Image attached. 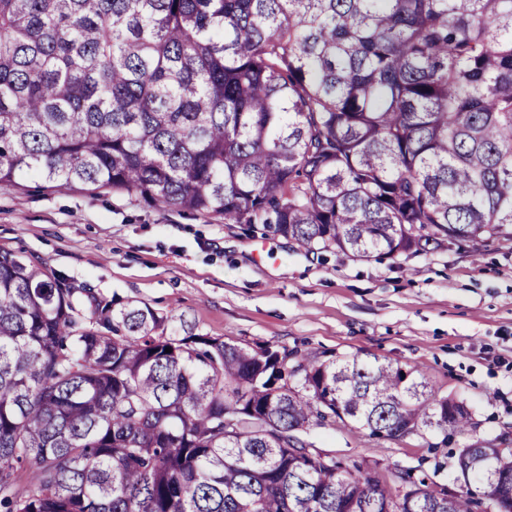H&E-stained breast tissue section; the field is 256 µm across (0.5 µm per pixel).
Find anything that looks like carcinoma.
Instances as JSON below:
<instances>
[{"label": "carcinoma", "mask_w": 512, "mask_h": 512, "mask_svg": "<svg viewBox=\"0 0 512 512\" xmlns=\"http://www.w3.org/2000/svg\"><path fill=\"white\" fill-rule=\"evenodd\" d=\"M26 178L358 260L511 238L512 0H0V186ZM167 322L0 251V512H478L512 486L502 448L402 496L298 437L448 445L471 414L413 367Z\"/></svg>", "instance_id": "obj_1"}]
</instances>
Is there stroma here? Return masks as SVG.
Instances as JSON below:
<instances>
[{
    "instance_id": "1",
    "label": "stroma",
    "mask_w": 512,
    "mask_h": 512,
    "mask_svg": "<svg viewBox=\"0 0 512 512\" xmlns=\"http://www.w3.org/2000/svg\"><path fill=\"white\" fill-rule=\"evenodd\" d=\"M0 250L96 297L147 304L174 328L186 319L242 346L415 367L471 412L457 446L512 448V239L357 261L106 188L28 181L0 187ZM300 437L386 484L421 467L463 486L455 458L434 461L430 435L385 440L339 422Z\"/></svg>"
}]
</instances>
